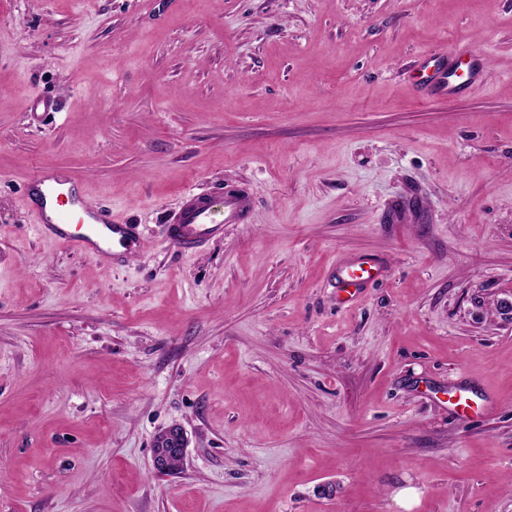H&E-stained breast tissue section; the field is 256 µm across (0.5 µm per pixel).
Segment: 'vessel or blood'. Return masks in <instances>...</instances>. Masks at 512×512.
<instances>
[{
    "instance_id": "obj_1",
    "label": "vessel or blood",
    "mask_w": 512,
    "mask_h": 512,
    "mask_svg": "<svg viewBox=\"0 0 512 512\" xmlns=\"http://www.w3.org/2000/svg\"><path fill=\"white\" fill-rule=\"evenodd\" d=\"M420 69L425 81L439 94L454 97L469 91L481 75V57L472 55L466 72L443 57L425 56ZM30 200L38 214V228L61 244L102 260L131 255L143 246L139 225L127 224L111 209L93 205L79 190V181L68 173L42 170L29 179ZM250 199L237 195H208L190 192L169 220V245L189 251L221 235L225 225L242 223ZM81 211L89 230L84 234L70 229L74 211ZM384 266L371 257H349L336 269V286L343 292V304H352L369 281L382 276Z\"/></svg>"
}]
</instances>
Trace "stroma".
Returning a JSON list of instances; mask_svg holds the SVG:
<instances>
[{
  "instance_id": "stroma-1",
  "label": "stroma",
  "mask_w": 512,
  "mask_h": 512,
  "mask_svg": "<svg viewBox=\"0 0 512 512\" xmlns=\"http://www.w3.org/2000/svg\"><path fill=\"white\" fill-rule=\"evenodd\" d=\"M466 42L479 86L420 98L419 60ZM39 169L140 252L41 233ZM218 189L246 223L168 246ZM350 256L387 271L340 307ZM504 299L512 0H0V512H512ZM189 437L186 429L179 424L171 425L162 430L155 438L153 446V467L161 475L174 472L172 462L179 466L183 463Z\"/></svg>"
}]
</instances>
